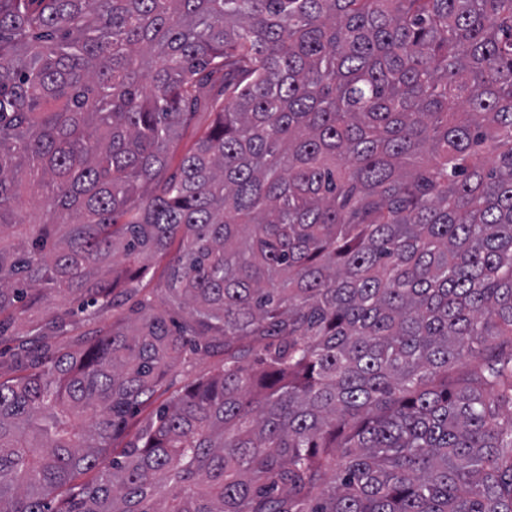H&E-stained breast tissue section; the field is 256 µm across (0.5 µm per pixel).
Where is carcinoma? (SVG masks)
<instances>
[{
    "label": "carcinoma",
    "instance_id": "obj_1",
    "mask_svg": "<svg viewBox=\"0 0 512 512\" xmlns=\"http://www.w3.org/2000/svg\"><path fill=\"white\" fill-rule=\"evenodd\" d=\"M0 344V512H512V0H0ZM213 119L208 113H199L192 123L181 133L178 140L175 141L172 151L170 164L175 168L181 156L188 151L198 137H200L209 127ZM177 242L170 248L167 256L155 258L145 263L150 266L148 275L140 280L139 287L143 288V292L150 294L157 309L164 310L168 317L181 321L185 314L177 307L170 306L166 294L161 288H164L167 267L170 259L177 253ZM217 362V357L190 356L186 363L178 364L167 375L154 400L150 404L145 405L133 421H142L151 416L162 403H165L172 393L181 389L192 379L208 374L214 369Z\"/></svg>",
    "mask_w": 512,
    "mask_h": 512
}]
</instances>
